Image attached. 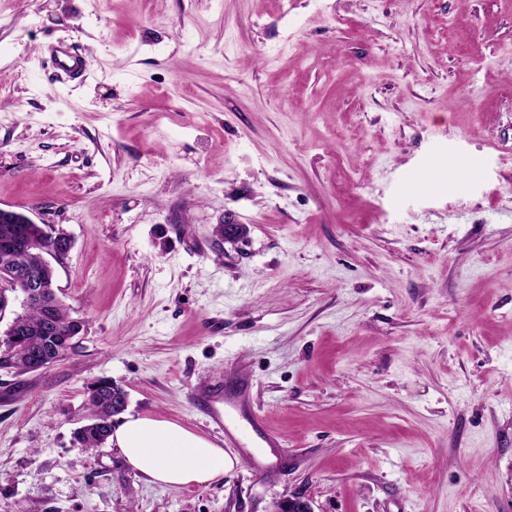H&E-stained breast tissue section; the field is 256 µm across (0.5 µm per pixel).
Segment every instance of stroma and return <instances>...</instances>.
<instances>
[{"label": "stroma", "mask_w": 512, "mask_h": 512, "mask_svg": "<svg viewBox=\"0 0 512 512\" xmlns=\"http://www.w3.org/2000/svg\"><path fill=\"white\" fill-rule=\"evenodd\" d=\"M0 208L83 323L0 362V512H512V0H0ZM228 369L285 468L196 405ZM100 379L223 480L79 448ZM51 59L54 67L66 71L77 78L85 75L88 66V61L84 55L72 52V49L65 44H60L52 50Z\"/></svg>", "instance_id": "stroma-1"}]
</instances>
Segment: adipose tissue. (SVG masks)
I'll list each match as a JSON object with an SVG mask.
<instances>
[{"instance_id":"obj_1","label":"adipose tissue","mask_w":512,"mask_h":512,"mask_svg":"<svg viewBox=\"0 0 512 512\" xmlns=\"http://www.w3.org/2000/svg\"><path fill=\"white\" fill-rule=\"evenodd\" d=\"M111 441L131 469L155 484L181 488L224 477L223 448L171 420L126 415Z\"/></svg>"}]
</instances>
